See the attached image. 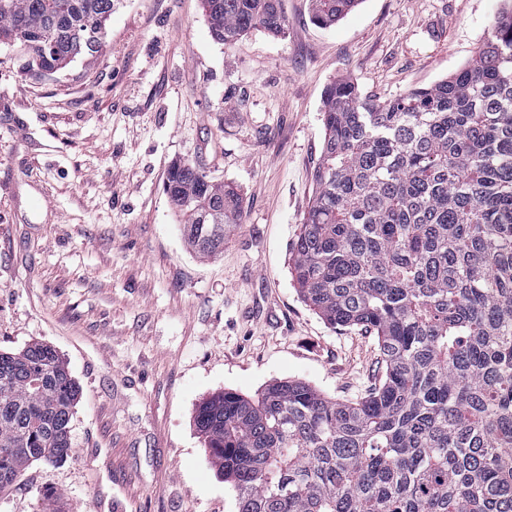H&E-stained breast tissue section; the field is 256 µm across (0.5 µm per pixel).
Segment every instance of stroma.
<instances>
[{
    "label": "stroma",
    "mask_w": 512,
    "mask_h": 512,
    "mask_svg": "<svg viewBox=\"0 0 512 512\" xmlns=\"http://www.w3.org/2000/svg\"><path fill=\"white\" fill-rule=\"evenodd\" d=\"M501 0H360L336 25L283 0L284 35L213 41L201 0H116L101 52L51 76L0 44V351L53 345L80 386L73 453L37 462L0 512H237L193 424L198 404L300 379L356 402L376 338L300 296L294 244L315 189L322 100L382 101L454 73ZM187 160L239 187L241 224L198 258L163 191Z\"/></svg>",
    "instance_id": "35a3bbf8"
}]
</instances>
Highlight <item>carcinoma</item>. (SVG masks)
Returning <instances> with one entry per match:
<instances>
[{"label":"carcinoma","instance_id":"cac0c4a2","mask_svg":"<svg viewBox=\"0 0 512 512\" xmlns=\"http://www.w3.org/2000/svg\"><path fill=\"white\" fill-rule=\"evenodd\" d=\"M212 39L287 29L281 0H201ZM448 77L380 102L327 87L292 276L329 325L377 337L357 402L301 380L205 399L194 425L238 512H512V0ZM359 0H311L331 26ZM114 0H0L27 66L90 60ZM187 244L224 250L243 198L189 161L164 183ZM80 387L51 345L0 352V490L72 453Z\"/></svg>","mask_w":512,"mask_h":512}]
</instances>
